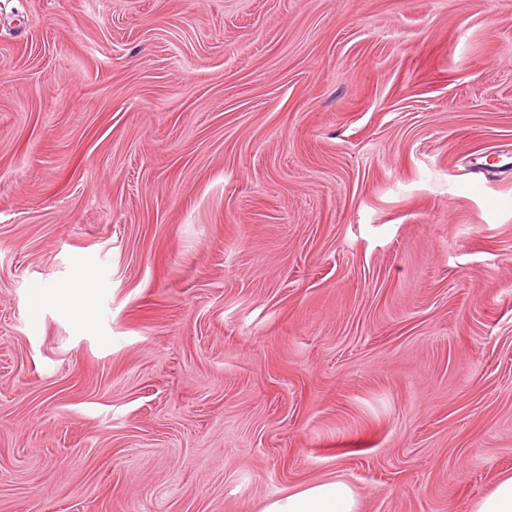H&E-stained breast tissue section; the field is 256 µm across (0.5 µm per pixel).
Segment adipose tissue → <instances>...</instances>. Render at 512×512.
Here are the masks:
<instances>
[{
	"mask_svg": "<svg viewBox=\"0 0 512 512\" xmlns=\"http://www.w3.org/2000/svg\"><path fill=\"white\" fill-rule=\"evenodd\" d=\"M261 512H359V500L343 480L316 481L269 500Z\"/></svg>",
	"mask_w": 512,
	"mask_h": 512,
	"instance_id": "adipose-tissue-1",
	"label": "adipose tissue"
}]
</instances>
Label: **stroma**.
<instances>
[{
  "mask_svg": "<svg viewBox=\"0 0 512 512\" xmlns=\"http://www.w3.org/2000/svg\"><path fill=\"white\" fill-rule=\"evenodd\" d=\"M505 475L512 0H0V512Z\"/></svg>",
  "mask_w": 512,
  "mask_h": 512,
  "instance_id": "obj_1",
  "label": "stroma"
}]
</instances>
